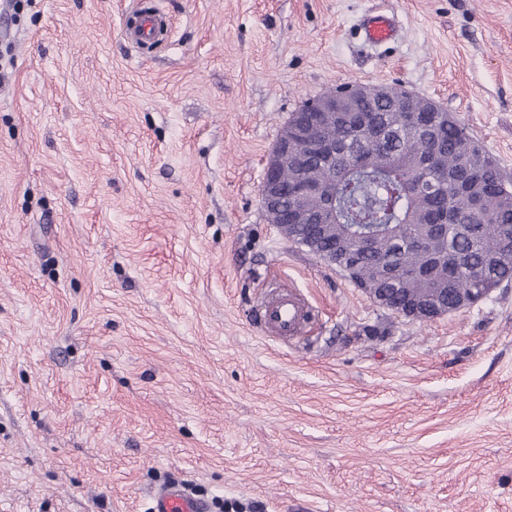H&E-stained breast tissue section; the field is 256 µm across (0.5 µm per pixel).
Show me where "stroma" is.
<instances>
[{"mask_svg": "<svg viewBox=\"0 0 512 512\" xmlns=\"http://www.w3.org/2000/svg\"><path fill=\"white\" fill-rule=\"evenodd\" d=\"M0 0V512H512V284L415 322L259 197L305 101L399 85L512 180V0ZM397 17L385 49L352 36ZM294 288L282 340L252 321ZM135 13L138 14L137 24L125 25L124 36L127 41L135 46L155 42L166 24L164 13L154 5L148 9L138 8ZM355 32L363 45L380 48L398 41L399 25L394 15L371 11L361 16ZM311 309L295 289L272 293L258 309L259 325L277 336L299 335L311 317ZM152 512H210L204 498L192 495L181 483H165L151 493Z\"/></svg>", "mask_w": 512, "mask_h": 512, "instance_id": "1", "label": "stroma"}]
</instances>
